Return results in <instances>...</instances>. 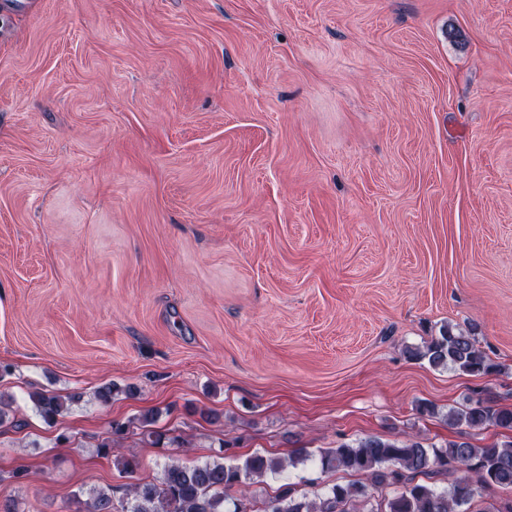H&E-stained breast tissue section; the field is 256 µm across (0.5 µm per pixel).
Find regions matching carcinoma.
<instances>
[{"label": "carcinoma", "instance_id": "cac0c4a2", "mask_svg": "<svg viewBox=\"0 0 512 512\" xmlns=\"http://www.w3.org/2000/svg\"><path fill=\"white\" fill-rule=\"evenodd\" d=\"M407 353L434 368L452 366L472 376L493 368L474 335L448 325L440 336ZM115 393L135 395L130 386L121 388L109 383L96 391V398L107 403ZM30 400L37 415L52 426L69 405L81 400V394L63 397L37 391L30 394ZM448 425L512 432V408L479 397L448 412ZM123 432L124 424H112L111 437L98 444V453L112 454L114 438ZM319 463L324 472L365 474L371 485L335 483L314 501L284 487L272 498L271 512H467L479 488L512 491V440L477 446L459 436L435 447L416 438L398 441L369 436L321 451ZM458 465L463 467V475L451 480L448 487L438 488L434 479L452 475ZM283 468L280 460L258 452L236 465L217 460L183 465L172 460L164 464L161 477L155 481L131 483L119 490L110 486L86 494L80 492L73 496L71 504L75 505V512H247L244 502H235L233 510H226L228 490L246 488L251 481ZM380 486H393L396 491L374 501L370 488Z\"/></svg>", "mask_w": 512, "mask_h": 512}]
</instances>
